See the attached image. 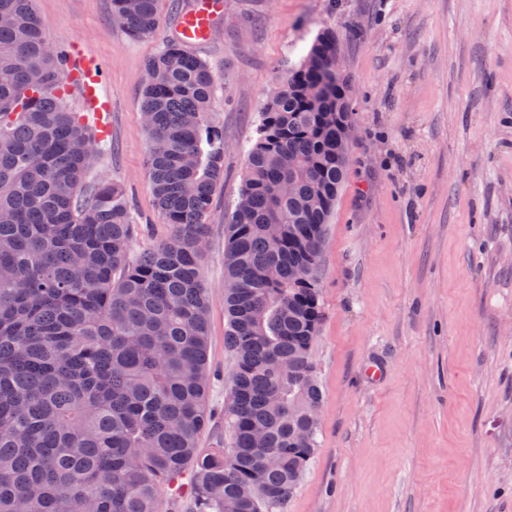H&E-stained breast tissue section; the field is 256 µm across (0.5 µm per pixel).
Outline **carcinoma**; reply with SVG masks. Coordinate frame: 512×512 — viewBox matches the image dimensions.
<instances>
[{
    "instance_id": "1",
    "label": "carcinoma",
    "mask_w": 512,
    "mask_h": 512,
    "mask_svg": "<svg viewBox=\"0 0 512 512\" xmlns=\"http://www.w3.org/2000/svg\"><path fill=\"white\" fill-rule=\"evenodd\" d=\"M158 2L112 0V21L148 38ZM0 15V512H162L187 471L189 512H277L318 448V271L351 141L336 37L307 55L328 67L280 77L248 152V204L224 212L227 456L199 448L211 384L201 245L224 174L215 75L177 40L148 61L146 172L171 235L134 258L122 186L82 191L92 135L65 106L62 55L33 0H0ZM290 177L297 195L276 194Z\"/></svg>"
}]
</instances>
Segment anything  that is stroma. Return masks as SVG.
<instances>
[{"label": "stroma", "mask_w": 512, "mask_h": 512, "mask_svg": "<svg viewBox=\"0 0 512 512\" xmlns=\"http://www.w3.org/2000/svg\"><path fill=\"white\" fill-rule=\"evenodd\" d=\"M186 3L161 0L154 35L134 40L113 26L112 0H34L55 46L103 65L112 128L84 187L125 188L137 253L170 234L140 108L147 62ZM322 33L354 90L355 135L320 270V446L281 512H512V0H224L191 46L217 78L224 126L201 260L211 418L200 447H230L224 210L280 75Z\"/></svg>", "instance_id": "1"}]
</instances>
